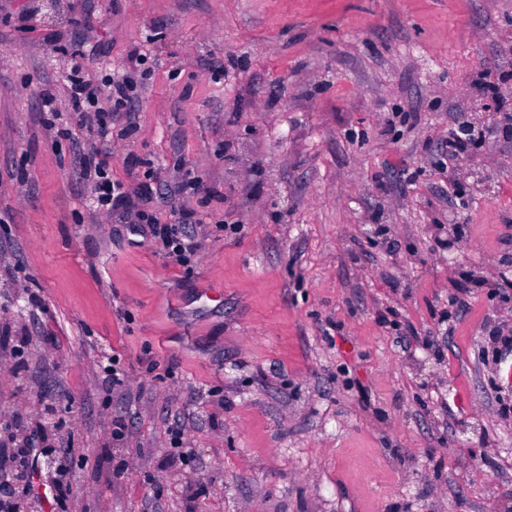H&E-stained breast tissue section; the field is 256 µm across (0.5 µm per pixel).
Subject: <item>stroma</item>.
Instances as JSON below:
<instances>
[{"mask_svg": "<svg viewBox=\"0 0 512 512\" xmlns=\"http://www.w3.org/2000/svg\"><path fill=\"white\" fill-rule=\"evenodd\" d=\"M76 2L0 0V448L68 462L29 512H512V0ZM136 48L126 224L43 96Z\"/></svg>", "mask_w": 512, "mask_h": 512, "instance_id": "obj_1", "label": "stroma"}]
</instances>
